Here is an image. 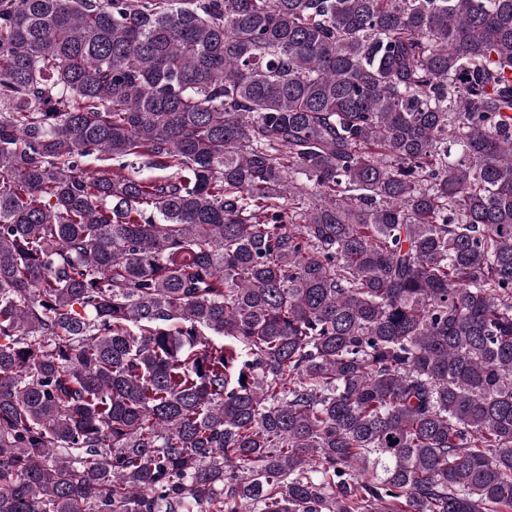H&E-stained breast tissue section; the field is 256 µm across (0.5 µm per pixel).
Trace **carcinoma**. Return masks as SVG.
I'll return each mask as SVG.
<instances>
[{
    "mask_svg": "<svg viewBox=\"0 0 512 512\" xmlns=\"http://www.w3.org/2000/svg\"><path fill=\"white\" fill-rule=\"evenodd\" d=\"M0 512H512V0H0Z\"/></svg>",
    "mask_w": 512,
    "mask_h": 512,
    "instance_id": "carcinoma-1",
    "label": "carcinoma"
}]
</instances>
